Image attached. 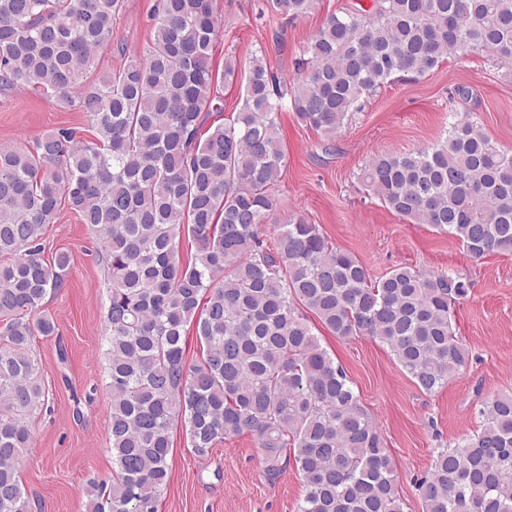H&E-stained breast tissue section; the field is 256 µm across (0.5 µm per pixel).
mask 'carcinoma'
I'll return each instance as SVG.
<instances>
[{
  "instance_id": "1",
  "label": "carcinoma",
  "mask_w": 512,
  "mask_h": 512,
  "mask_svg": "<svg viewBox=\"0 0 512 512\" xmlns=\"http://www.w3.org/2000/svg\"><path fill=\"white\" fill-rule=\"evenodd\" d=\"M266 2L296 20L318 0ZM123 6L0 0V86L76 106L91 128L87 139L60 128L0 149V512H30L19 470L45 403L33 340L56 333L43 301L70 265L66 253L46 262L43 238L63 198L107 269L112 482L92 486L90 512H157L177 418L200 456L246 432L269 481L296 467L297 512H403L385 440L306 313L338 338L378 339L434 393L470 360L452 312L470 284L411 267L374 277L317 225L274 223L284 167L276 116L289 108L333 137L385 84L452 56L511 72L512 0H370L332 13L303 46L292 84L252 58L242 106L225 123L210 67L212 0H156L151 45L84 82ZM359 180L475 261L512 255V150L468 112L431 146L371 156ZM183 235L196 246L187 261ZM189 324L202 346L191 364ZM480 414L479 431L439 451L419 482L423 512H512V395L488 398Z\"/></svg>"
}]
</instances>
